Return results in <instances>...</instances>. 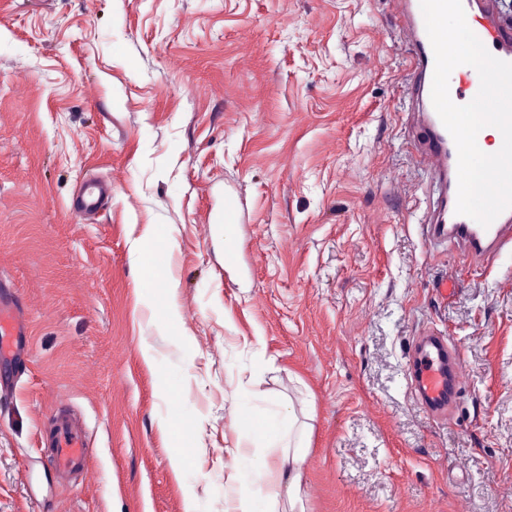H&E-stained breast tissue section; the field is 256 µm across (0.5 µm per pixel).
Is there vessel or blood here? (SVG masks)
I'll return each mask as SVG.
<instances>
[{"instance_id":"vessel-or-blood-1","label":"vessel or blood","mask_w":512,"mask_h":512,"mask_svg":"<svg viewBox=\"0 0 512 512\" xmlns=\"http://www.w3.org/2000/svg\"><path fill=\"white\" fill-rule=\"evenodd\" d=\"M403 24L411 50L407 79L422 132L420 158L441 193L425 213L422 227L427 244L455 247L481 266L494 263L506 248H512V208L503 211L489 226L457 214L458 161L455 142L431 101L435 57L426 32L420 0H392ZM470 29L496 58L512 63V23L502 19L492 0H462ZM480 78L468 65L456 67L449 77V95L458 105L469 103L478 93ZM108 186L99 179L84 180L72 204L73 210L92 215L104 205ZM28 325L17 295L0 289V357L23 359L29 352ZM462 358L458 349L441 336H421L413 345L409 378L418 404L434 416L453 415L461 388ZM49 466L63 473L89 474L92 458L82 423H55Z\"/></svg>"}]
</instances>
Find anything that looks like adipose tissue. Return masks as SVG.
I'll list each match as a JSON object with an SVG mask.
<instances>
[{"instance_id": "1", "label": "adipose tissue", "mask_w": 512, "mask_h": 512, "mask_svg": "<svg viewBox=\"0 0 512 512\" xmlns=\"http://www.w3.org/2000/svg\"><path fill=\"white\" fill-rule=\"evenodd\" d=\"M306 444L296 440L284 447L276 464L255 460L239 448L233 449L232 477L239 485L234 498L226 501L224 512H278L280 494H287L290 504L301 500V467Z\"/></svg>"}]
</instances>
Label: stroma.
<instances>
[{
	"label": "stroma",
	"instance_id": "stroma-1",
	"mask_svg": "<svg viewBox=\"0 0 512 512\" xmlns=\"http://www.w3.org/2000/svg\"><path fill=\"white\" fill-rule=\"evenodd\" d=\"M409 68L390 0H0V277L30 330L0 512H224L270 408L309 436L305 512H512V250L425 245ZM426 333L463 357L449 420L411 392ZM61 406L87 478L46 463ZM108 186L99 179H86L82 182L72 209L83 214L93 215L104 205V197L107 194Z\"/></svg>",
	"mask_w": 512,
	"mask_h": 512
}]
</instances>
